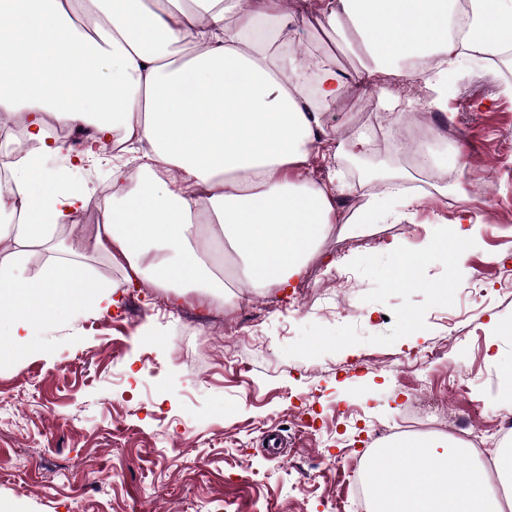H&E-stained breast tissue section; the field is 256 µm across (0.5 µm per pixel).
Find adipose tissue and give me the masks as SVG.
<instances>
[{
    "label": "adipose tissue",
    "mask_w": 512,
    "mask_h": 512,
    "mask_svg": "<svg viewBox=\"0 0 512 512\" xmlns=\"http://www.w3.org/2000/svg\"><path fill=\"white\" fill-rule=\"evenodd\" d=\"M466 28L449 31L448 0H319L325 24L372 60L357 86L377 75L417 77L430 105L446 110L463 61L512 45V0H468ZM306 0H0V119L26 114L28 157L13 162L19 194H0V211L21 220L0 226V329L17 345L35 343L62 318L113 305L112 282L87 273L90 252L177 296L223 293L203 237L231 255L252 288H289L335 224L359 232L411 218L416 195L402 168L385 169L382 191L353 213L337 204L350 186L331 160L363 156L372 138L342 142L324 113L344 82L330 56L319 58L277 41ZM98 38H91V31ZM428 56L438 68L411 69ZM95 139L121 136L143 147L135 187L104 195V221L76 224L86 187H64L50 158L63 145L46 138L43 115ZM70 225L66 257L32 277L30 248L48 247ZM476 226L458 217L422 248L396 246L394 268L432 258L465 264ZM472 448L447 436H412L374 450L365 472L371 512H503L492 476L512 481V448L493 466H455Z\"/></svg>",
    "instance_id": "ef3b65f1"
}]
</instances>
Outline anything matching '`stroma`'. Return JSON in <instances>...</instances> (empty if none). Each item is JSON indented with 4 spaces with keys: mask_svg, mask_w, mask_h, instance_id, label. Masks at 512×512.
<instances>
[{
    "mask_svg": "<svg viewBox=\"0 0 512 512\" xmlns=\"http://www.w3.org/2000/svg\"><path fill=\"white\" fill-rule=\"evenodd\" d=\"M285 35L332 56L349 85L369 63L322 29L318 7ZM453 87L446 111L424 113L445 130L441 153L469 166L447 196L422 195L411 222L360 238L331 229L301 277L313 287L304 303L235 281L225 301L194 293L174 307L165 289L83 257L116 283V305L0 359V512H265L270 500L281 512H356L340 462L369 456L372 429L400 424L421 382L447 395L452 373L467 380L452 403L481 435L480 459L511 444L496 423L512 335L493 330L512 321V81L475 60ZM465 211L479 222L465 267L436 258L426 287L395 283L392 244L419 248ZM433 349L440 358L412 362ZM300 415L313 431H297ZM270 430L281 447H268Z\"/></svg>",
    "mask_w": 512,
    "mask_h": 512,
    "instance_id": "35a3bbf8",
    "label": "stroma"
}]
</instances>
